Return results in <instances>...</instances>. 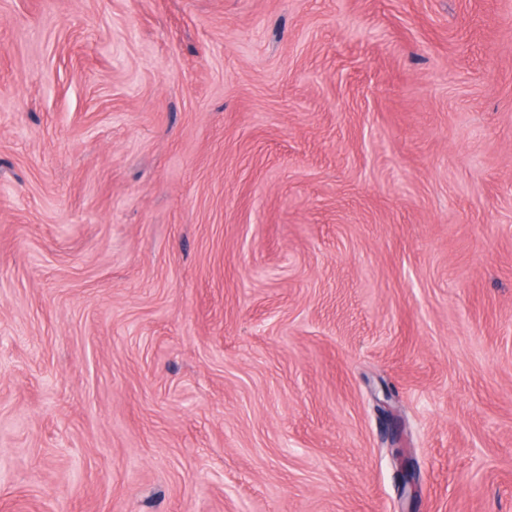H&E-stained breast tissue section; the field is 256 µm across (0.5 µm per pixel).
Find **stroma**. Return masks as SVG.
Instances as JSON below:
<instances>
[{
	"mask_svg": "<svg viewBox=\"0 0 512 512\" xmlns=\"http://www.w3.org/2000/svg\"><path fill=\"white\" fill-rule=\"evenodd\" d=\"M0 512H512V0H0Z\"/></svg>",
	"mask_w": 512,
	"mask_h": 512,
	"instance_id": "stroma-1",
	"label": "stroma"
}]
</instances>
